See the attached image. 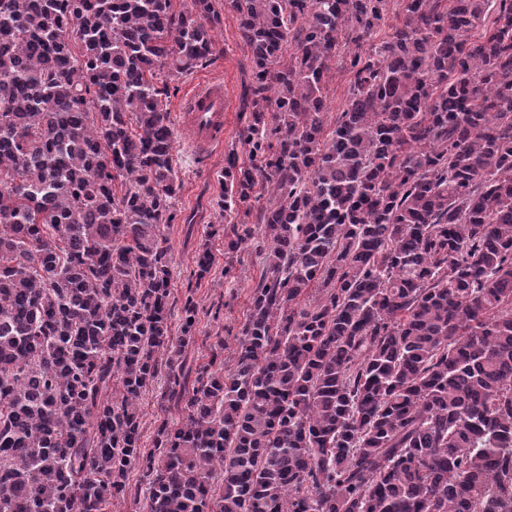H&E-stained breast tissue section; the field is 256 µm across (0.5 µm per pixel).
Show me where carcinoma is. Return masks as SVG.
<instances>
[{
    "mask_svg": "<svg viewBox=\"0 0 512 512\" xmlns=\"http://www.w3.org/2000/svg\"><path fill=\"white\" fill-rule=\"evenodd\" d=\"M388 2L224 0V279L262 271L194 369L163 98L222 53L214 0H0V512H106L137 464L147 512H512V0ZM348 86L349 76L344 72L335 70L327 84L329 115L341 112L344 109L347 101ZM167 392L166 377L160 376L154 387L147 392L140 401L141 409V443L146 450L153 449V441L155 437L156 427L164 418H168L169 422H177L182 420L181 414L177 411L165 413L161 410V404L165 393Z\"/></svg>",
    "mask_w": 512,
    "mask_h": 512,
    "instance_id": "cac0c4a2",
    "label": "carcinoma"
}]
</instances>
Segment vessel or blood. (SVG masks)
<instances>
[{"instance_id":"1","label":"vessel or blood","mask_w":512,"mask_h":512,"mask_svg":"<svg viewBox=\"0 0 512 512\" xmlns=\"http://www.w3.org/2000/svg\"><path fill=\"white\" fill-rule=\"evenodd\" d=\"M227 112L224 82L220 79L201 83L185 99L182 122L191 134L194 150L200 156H210L223 145Z\"/></svg>"}]
</instances>
